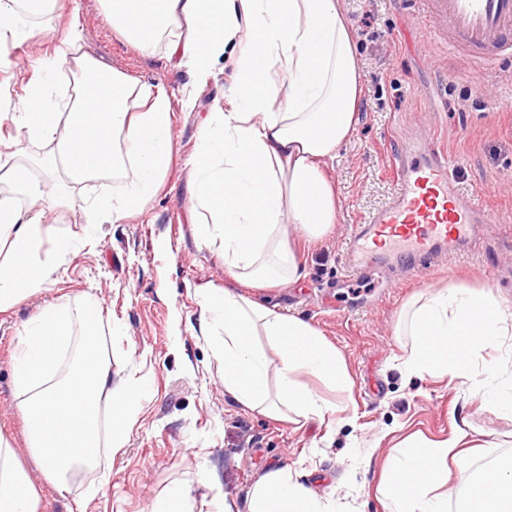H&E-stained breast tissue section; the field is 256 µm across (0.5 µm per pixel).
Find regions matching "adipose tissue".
Listing matches in <instances>:
<instances>
[{
    "label": "adipose tissue",
    "instance_id": "obj_1",
    "mask_svg": "<svg viewBox=\"0 0 512 512\" xmlns=\"http://www.w3.org/2000/svg\"><path fill=\"white\" fill-rule=\"evenodd\" d=\"M0 0V34L33 37L29 16L53 12L60 0ZM113 29L142 53L168 39L202 85L229 61L236 80L226 107L210 112L192 159V208L208 214L198 239L219 252L237 289L198 292L203 330L220 326L224 390L245 408L275 420L324 418L336 407L305 383L350 384L342 353L310 323L262 307L242 288H266L297 278L291 229L319 239L336 222L337 196L325 167L353 135L362 92L349 23L338 0H103ZM67 51L46 58L23 89L13 121L19 132L50 147L51 172L35 179L24 162L0 171L9 187L0 197V311L46 288L76 252L52 233L44 209L22 199L46 194L66 200L58 175L83 182L107 174L117 191L91 199L87 223L117 224L140 215L160 188L173 153L170 100L86 50L71 29ZM71 73L64 107L48 99L52 78ZM99 77L98 93L82 78ZM405 322L413 346L408 371L487 388L489 402L512 414V384L497 387L500 365L478 363L481 351L512 334V325L486 292L448 288L414 302ZM460 436L404 441L387 460L379 487L385 512H512V456L473 471L467 487L446 491L449 465L467 468ZM0 512H39V497L15 448L0 436ZM248 512H334L290 470L264 476Z\"/></svg>",
    "mask_w": 512,
    "mask_h": 512
}]
</instances>
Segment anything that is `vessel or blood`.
<instances>
[{"label":"vessel or blood","mask_w":512,"mask_h":512,"mask_svg":"<svg viewBox=\"0 0 512 512\" xmlns=\"http://www.w3.org/2000/svg\"><path fill=\"white\" fill-rule=\"evenodd\" d=\"M422 15L441 44L493 65L512 56V0H423ZM456 158L430 149L405 160L392 151L395 185L387 205L353 225L349 271L361 273L387 256L419 275L438 262L443 249L467 245L482 209L460 191Z\"/></svg>","instance_id":"b4317fda"}]
</instances>
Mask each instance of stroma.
Masks as SVG:
<instances>
[{
    "instance_id": "obj_1",
    "label": "stroma",
    "mask_w": 512,
    "mask_h": 512,
    "mask_svg": "<svg viewBox=\"0 0 512 512\" xmlns=\"http://www.w3.org/2000/svg\"><path fill=\"white\" fill-rule=\"evenodd\" d=\"M350 22L360 65L362 98L355 133L328 166L336 185V224L314 242L298 241L299 281L248 289L249 297L317 327L341 351L352 380L332 390L314 377L306 383L335 414L297 425L245 409L224 391L218 336L203 335L198 291L233 281L224 258L196 237L188 160L208 112L224 107L232 68H219L197 91L194 111H177L174 159L142 215L87 232L86 199L111 192L112 180L66 186L68 203L47 223L77 238L79 250L65 274L46 290L0 312V434L17 449L40 497V512H68L74 501L87 512H149L172 489L193 508L247 512L252 486L289 466L335 512H383L377 486L395 446L410 436L444 439L466 427L468 446L512 453V418L486 403L470 385L406 376L402 364L412 338L398 328L413 295L442 287L490 292L512 314V59L474 77L471 60L444 50L415 18L417 0H339ZM86 46L112 67L179 103L192 82L166 42L146 55L113 29L100 0H67L64 14L34 23L26 41L0 40V164L15 155L34 162L46 145L19 135L9 114L33 78L37 61L63 48L71 23ZM419 141L462 157L455 176L489 217L469 248L448 252L443 265L408 275L388 260L356 277L348 271L349 227L387 203V173L397 143ZM102 303L101 322L112 331L113 388L146 379L151 396L128 426L119 451H101L96 464L57 482L29 448L27 426L13 385L14 356L26 325L55 301L86 295ZM369 466H361V459Z\"/></svg>"
}]
</instances>
